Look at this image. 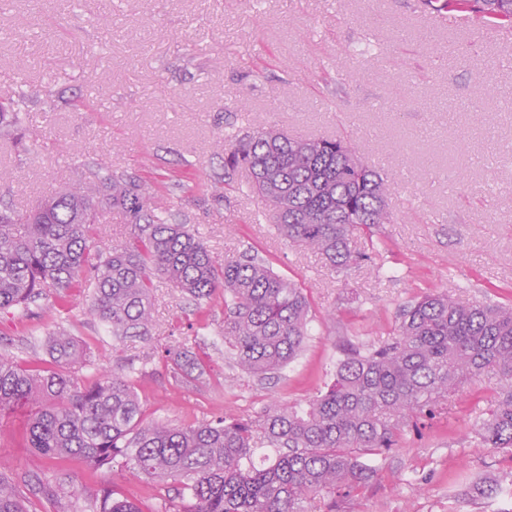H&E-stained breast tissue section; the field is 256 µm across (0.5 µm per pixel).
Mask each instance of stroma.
Returning a JSON list of instances; mask_svg holds the SVG:
<instances>
[{"mask_svg": "<svg viewBox=\"0 0 512 512\" xmlns=\"http://www.w3.org/2000/svg\"><path fill=\"white\" fill-rule=\"evenodd\" d=\"M433 2L445 22L416 0H0V105L35 97L0 132V209H34L93 170L140 177L151 208L192 225L215 256L256 254L302 288L311 319L297 359L260 379L224 354L223 293L198 306L159 279L148 337L113 339L86 289L59 313L0 311V354L43 359L46 332L61 327L93 344L79 376H132L150 418L252 419L273 401L305 405L344 345L386 341L425 293L512 304V23ZM271 126L354 144L390 185L393 223L356 242L371 260L333 269L278 234L245 172L225 180L221 138ZM172 345L206 352L208 380L178 387L160 358ZM500 378L486 369L404 427L379 476L339 512L512 506L468 493L512 472V458L474 433ZM23 417L0 415V471L30 512H90L112 484L163 512L164 492L144 477L39 461L22 446Z\"/></svg>", "mask_w": 512, "mask_h": 512, "instance_id": "1", "label": "stroma"}]
</instances>
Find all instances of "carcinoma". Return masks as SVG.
<instances>
[{
    "instance_id": "1",
    "label": "carcinoma",
    "mask_w": 512,
    "mask_h": 512,
    "mask_svg": "<svg viewBox=\"0 0 512 512\" xmlns=\"http://www.w3.org/2000/svg\"><path fill=\"white\" fill-rule=\"evenodd\" d=\"M455 2L512 21V0ZM354 152L338 140H297L274 128L232 133L224 136V176L246 171L269 220L342 269L370 259L355 255L353 238L370 239L392 219L389 185L368 167L350 165ZM98 182L96 199L66 187L35 213H0V310L42 298L65 309L74 292L90 288L89 312L113 337L147 336L160 275L198 303L224 291L221 334L241 370L264 376L297 358L309 323L301 289L255 255H212L190 225L171 224L150 208L140 179L113 173ZM114 210L129 218L133 237L102 252L95 246L100 216ZM87 267L89 280L81 276ZM47 350L49 366L0 355V414L28 412L26 441L40 460L173 481L164 512H336L338 502L377 478L379 467L368 461L397 446L408 420L432 414L490 366L501 373L499 397L476 434L512 456V305H465L446 291L428 293L400 309L386 342L345 348L333 380L305 406L270 404L256 419L149 421L128 377L75 374L90 358L89 342L59 331L47 336ZM164 362L182 386L209 374L187 348L166 350ZM0 512H29L2 473ZM92 512L142 510L103 488Z\"/></svg>"
}]
</instances>
